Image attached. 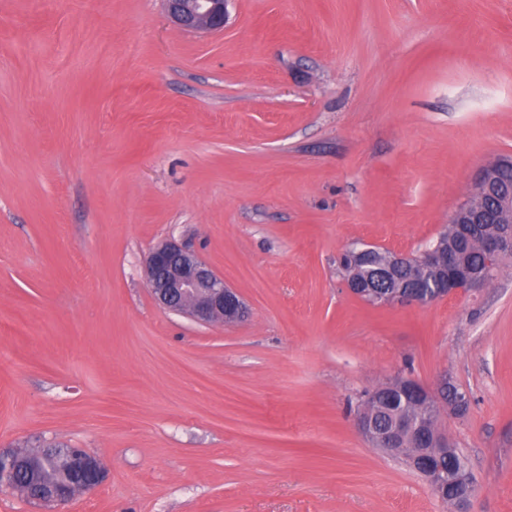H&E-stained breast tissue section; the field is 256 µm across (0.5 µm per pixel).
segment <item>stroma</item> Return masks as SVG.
Instances as JSON below:
<instances>
[{
    "label": "stroma",
    "mask_w": 512,
    "mask_h": 512,
    "mask_svg": "<svg viewBox=\"0 0 512 512\" xmlns=\"http://www.w3.org/2000/svg\"><path fill=\"white\" fill-rule=\"evenodd\" d=\"M512 155V0H0V448L94 455L96 490L0 512H448L357 431L397 377L512 512V258L426 306L373 305L351 245L414 255ZM173 239L249 314L200 325L146 277ZM171 22L190 31L223 30L230 0H165Z\"/></svg>",
    "instance_id": "35a3bbf8"
}]
</instances>
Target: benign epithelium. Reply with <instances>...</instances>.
I'll list each match as a JSON object with an SVG mask.
<instances>
[{"label": "benign epithelium", "mask_w": 512, "mask_h": 512, "mask_svg": "<svg viewBox=\"0 0 512 512\" xmlns=\"http://www.w3.org/2000/svg\"><path fill=\"white\" fill-rule=\"evenodd\" d=\"M171 22L190 31H218L224 29L228 19L230 0H165ZM512 174V159H498L486 165L476 183V200L461 204L452 214L450 223L463 230L465 224H503L505 228L496 236L485 238L482 247L485 255L497 257L512 252V186L507 187ZM420 262L447 275L445 287L393 289L382 294L365 281L347 277V290L368 303H414L424 306L450 295L475 289L490 278L491 267L482 271L466 270L459 254L450 250L444 254L436 247L425 249ZM150 291L157 304L171 312L183 313L200 324L216 321L234 323L245 317L247 308L236 291L224 284V279L192 252L174 240L158 244L147 259ZM407 388L426 403L436 399L439 391L453 389L448 377H443L438 389L431 390L415 381H405ZM356 427L367 439L377 444H389L406 430H416L412 422L396 424L388 434L377 432L375 423L356 416ZM61 459L74 481L47 484L34 479L30 500L43 505H59L72 501L78 495L99 487L106 470L99 460L82 449L63 451ZM412 468L439 497L449 499L454 512H471L469 505L475 497L477 486L472 474L461 467L450 477L443 475L437 457L418 451L410 458ZM28 466L27 461L15 450L0 449V483H12L17 471Z\"/></svg>", "instance_id": "7a95c632"}]
</instances>
